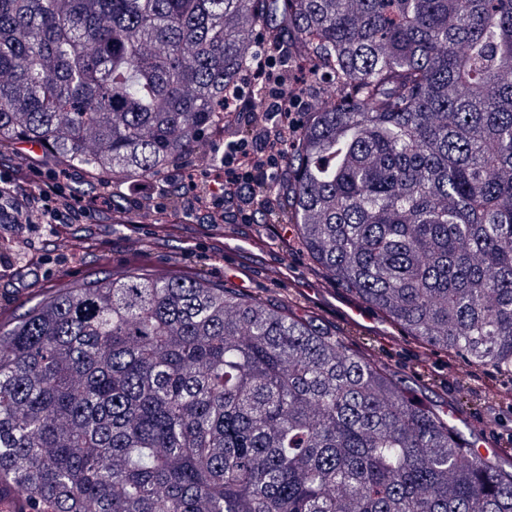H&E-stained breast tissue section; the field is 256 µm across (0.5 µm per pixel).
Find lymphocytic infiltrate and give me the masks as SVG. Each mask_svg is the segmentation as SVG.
<instances>
[{"label":"lymphocytic infiltrate","mask_w":512,"mask_h":512,"mask_svg":"<svg viewBox=\"0 0 512 512\" xmlns=\"http://www.w3.org/2000/svg\"><path fill=\"white\" fill-rule=\"evenodd\" d=\"M258 74L267 84L260 107L248 114V136L225 142L224 171L202 182L182 175L175 189L184 218L207 217L210 223L253 224L258 206L270 203L264 188L281 171L283 148L296 129L300 96L289 94L283 71L286 59L258 52Z\"/></svg>","instance_id":"f902f5d3"}]
</instances>
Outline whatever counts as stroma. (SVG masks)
I'll return each mask as SVG.
<instances>
[{
	"label": "stroma",
	"mask_w": 512,
	"mask_h": 512,
	"mask_svg": "<svg viewBox=\"0 0 512 512\" xmlns=\"http://www.w3.org/2000/svg\"><path fill=\"white\" fill-rule=\"evenodd\" d=\"M23 167L27 180L21 186L26 201L39 198L50 185L88 207V216L77 224H38L0 263V314L9 315L34 304L43 289L66 288L74 282L104 275L118 276L140 268L156 275H199L214 283L257 293L273 303L288 304L296 313L313 312L328 328L350 329L356 343H364L369 331L382 330L374 312L352 322L343 294L320 284L321 273L300 249L285 246L281 224H254L247 232L225 225L224 248L214 251L210 227L200 218L180 221L164 239H156L153 218L116 224L111 210L128 206L129 185L113 182L110 174L92 176L84 170H60L36 163L24 144H16L0 157V183L9 184L14 167ZM109 190V210L95 204L102 190ZM398 355L380 359L414 385L420 397L436 406L458 408L471 423L470 435L486 447L497 446L498 433L512 429V418L495 407L484 379L491 373L480 367H459L449 372L445 385L434 387L423 379L437 368L439 357L414 359L413 344L395 337Z\"/></svg>",
	"instance_id": "stroma-1"
}]
</instances>
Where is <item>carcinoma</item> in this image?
<instances>
[{"instance_id":"1","label":"carcinoma","mask_w":512,"mask_h":512,"mask_svg":"<svg viewBox=\"0 0 512 512\" xmlns=\"http://www.w3.org/2000/svg\"><path fill=\"white\" fill-rule=\"evenodd\" d=\"M288 49L278 197L331 286L512 388V0H0V146L145 183L251 131ZM25 201L0 189V239ZM369 350L260 296L131 271L0 322L11 512H512V471ZM331 88L328 85L321 84L309 87L303 92L304 111H313L322 109L329 104Z\"/></svg>"}]
</instances>
